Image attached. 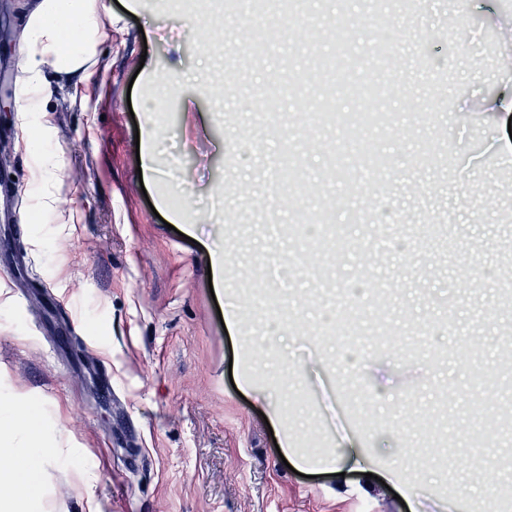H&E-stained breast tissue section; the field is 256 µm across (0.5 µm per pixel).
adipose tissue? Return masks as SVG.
Instances as JSON below:
<instances>
[{
    "instance_id": "ef3b65f1",
    "label": "adipose tissue",
    "mask_w": 512,
    "mask_h": 512,
    "mask_svg": "<svg viewBox=\"0 0 512 512\" xmlns=\"http://www.w3.org/2000/svg\"><path fill=\"white\" fill-rule=\"evenodd\" d=\"M99 31L98 0H38L22 32L20 111H47L49 72L66 75L71 83L90 76ZM45 428L31 411L17 410L11 397L0 398V457L13 461L0 470V512H44L42 470L57 454L42 444Z\"/></svg>"
}]
</instances>
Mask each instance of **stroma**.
Listing matches in <instances>:
<instances>
[{"instance_id": "35a3bbf8", "label": "stroma", "mask_w": 512, "mask_h": 512, "mask_svg": "<svg viewBox=\"0 0 512 512\" xmlns=\"http://www.w3.org/2000/svg\"><path fill=\"white\" fill-rule=\"evenodd\" d=\"M102 2L94 79L60 81L49 111L17 110L30 0H11L16 37L0 45V394L30 403L60 450L46 512H507L512 429L477 381L512 385V173L497 160L512 117L488 108L512 0H417L412 20L396 0L345 14L300 0L264 18L257 0L201 18L185 0ZM260 21L269 41H238ZM315 29L346 79L374 74L376 98L304 83ZM360 111L388 118L340 124ZM25 123L42 125L39 149L21 145ZM369 137L378 173L357 155ZM140 149L154 157L144 179ZM47 154L59 170L45 191L32 173ZM214 246L225 295L246 300L234 341L209 289ZM271 325L288 361L253 345ZM245 349L297 446L341 451L343 476L286 467L229 378ZM392 463L415 508L367 481Z\"/></svg>"}]
</instances>
